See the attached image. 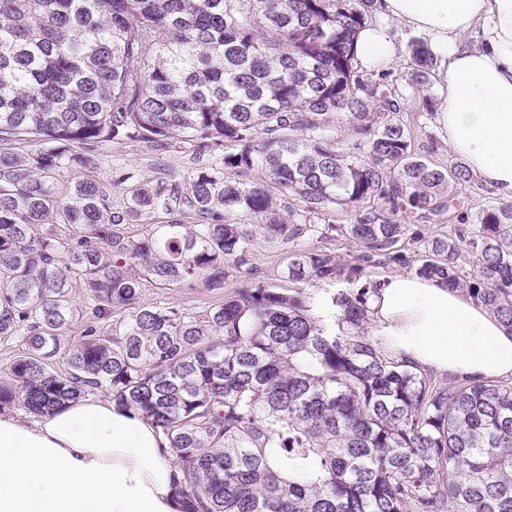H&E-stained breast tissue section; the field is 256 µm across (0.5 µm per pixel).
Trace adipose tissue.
I'll return each mask as SVG.
<instances>
[{"instance_id": "ef3b65f1", "label": "adipose tissue", "mask_w": 512, "mask_h": 512, "mask_svg": "<svg viewBox=\"0 0 512 512\" xmlns=\"http://www.w3.org/2000/svg\"><path fill=\"white\" fill-rule=\"evenodd\" d=\"M358 60L396 61L389 26L425 34L443 73L435 120L451 151L512 198V0H380ZM371 307L398 355L436 371L512 377V331L461 292L381 278ZM172 456L139 411L78 399L27 425L0 414V512H180Z\"/></svg>"}]
</instances>
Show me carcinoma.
<instances>
[{"mask_svg": "<svg viewBox=\"0 0 512 512\" xmlns=\"http://www.w3.org/2000/svg\"><path fill=\"white\" fill-rule=\"evenodd\" d=\"M376 15L377 0H0V340L21 346L0 412L110 393L167 442L181 512H512V379H438L368 333L379 267L512 329V205L468 211L469 168L416 146L410 97L436 59L411 45V94L361 68ZM129 143L212 158L114 197L134 175L96 177L92 150ZM340 238L350 261L326 246ZM301 241L282 285L260 275L254 250ZM230 273L239 288L203 315L143 298ZM321 283L348 287L319 303Z\"/></svg>", "mask_w": 512, "mask_h": 512, "instance_id": "obj_1", "label": "carcinoma"}]
</instances>
